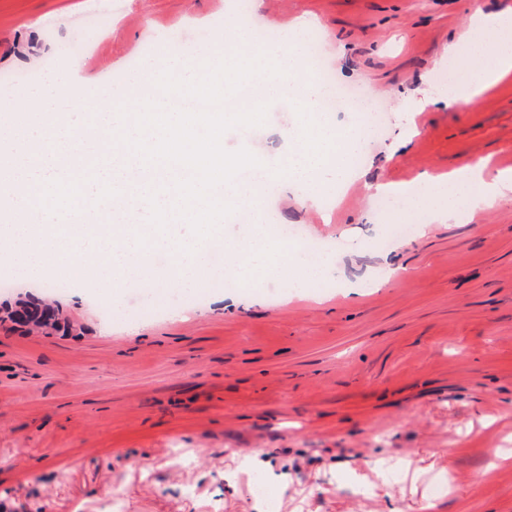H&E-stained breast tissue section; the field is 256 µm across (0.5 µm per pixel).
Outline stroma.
Masks as SVG:
<instances>
[{
	"label": "stroma",
	"mask_w": 512,
	"mask_h": 512,
	"mask_svg": "<svg viewBox=\"0 0 512 512\" xmlns=\"http://www.w3.org/2000/svg\"><path fill=\"white\" fill-rule=\"evenodd\" d=\"M112 2L0 0V114L36 111L47 86L120 93L147 62L236 22L232 0H122L117 13ZM252 12L284 38L310 18L334 87L385 114L338 206L277 190L263 203L308 238L357 237L359 251L334 254L340 288L261 298L220 278L114 294L71 277L53 296L71 328L50 335L4 314L57 275L0 265V512H98L111 488L120 512H512V460L500 457L512 449V201L381 248L412 215L383 221L367 189L481 160L512 170V75L470 111L413 109L418 89L442 91L434 76L471 16H511L512 0H253ZM404 112L419 130L407 140ZM296 119L272 102L257 135L226 131L224 148L267 160L287 151ZM391 260L410 275L374 286Z\"/></svg>",
	"instance_id": "obj_1"
}]
</instances>
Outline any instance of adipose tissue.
<instances>
[{"label":"adipose tissue","instance_id":"ef3b65f1","mask_svg":"<svg viewBox=\"0 0 512 512\" xmlns=\"http://www.w3.org/2000/svg\"><path fill=\"white\" fill-rule=\"evenodd\" d=\"M478 57L479 63L465 72L464 79L449 80L446 102L460 111L472 108L477 98L512 74V17L474 16L470 34L448 49L449 66L458 65L466 57ZM512 193V171L502 170L488 176L482 164L476 163L449 176H425L419 189H395L394 195L409 208L431 211L438 222L461 220L464 211L457 198L467 195L479 207L507 198Z\"/></svg>","mask_w":512,"mask_h":512}]
</instances>
